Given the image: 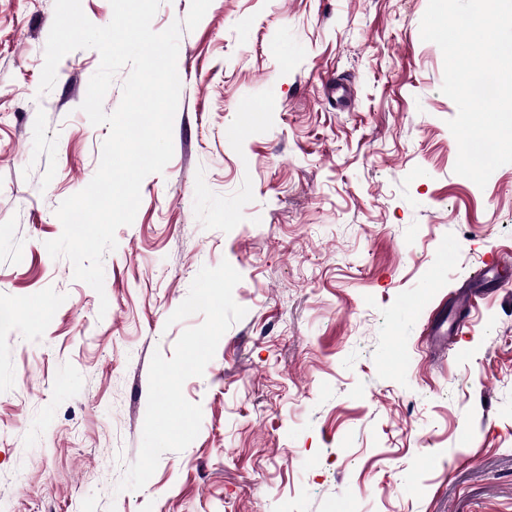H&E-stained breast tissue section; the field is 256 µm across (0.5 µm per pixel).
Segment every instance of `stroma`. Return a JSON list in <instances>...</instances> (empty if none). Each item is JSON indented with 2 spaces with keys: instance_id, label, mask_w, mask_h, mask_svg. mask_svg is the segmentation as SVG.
I'll list each match as a JSON object with an SVG mask.
<instances>
[{
  "instance_id": "1",
  "label": "stroma",
  "mask_w": 512,
  "mask_h": 512,
  "mask_svg": "<svg viewBox=\"0 0 512 512\" xmlns=\"http://www.w3.org/2000/svg\"><path fill=\"white\" fill-rule=\"evenodd\" d=\"M427 5L212 0L99 293L46 244L109 134L80 109L100 55L39 93L55 0H0V512H512V164L455 173ZM224 260L247 313L183 386L199 434L118 490L154 353L203 321L168 318ZM486 266L472 328L433 349Z\"/></svg>"
}]
</instances>
